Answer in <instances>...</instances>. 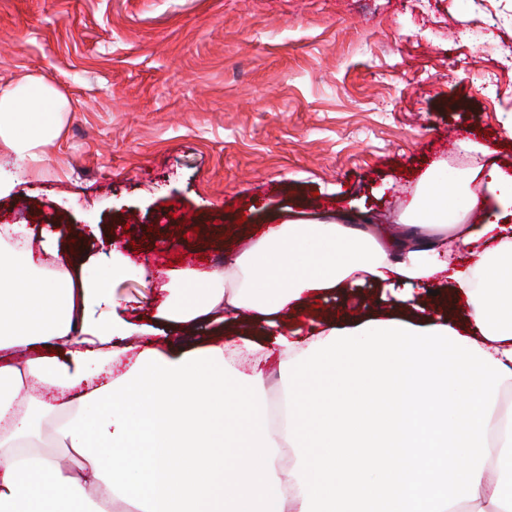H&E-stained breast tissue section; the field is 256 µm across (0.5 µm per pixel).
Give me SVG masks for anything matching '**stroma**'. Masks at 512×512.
Masks as SVG:
<instances>
[{"label": "stroma", "instance_id": "stroma-1", "mask_svg": "<svg viewBox=\"0 0 512 512\" xmlns=\"http://www.w3.org/2000/svg\"><path fill=\"white\" fill-rule=\"evenodd\" d=\"M508 49L512 0H0V85L68 101L35 158L0 150V225H70L93 278L118 249L120 312L154 323L142 261L212 267L285 212L351 203L395 232L432 163L512 172ZM339 306L414 316L368 282L290 324Z\"/></svg>", "mask_w": 512, "mask_h": 512}]
</instances>
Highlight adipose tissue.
Returning <instances> with one entry per match:
<instances>
[{"label": "adipose tissue", "instance_id": "obj_1", "mask_svg": "<svg viewBox=\"0 0 512 512\" xmlns=\"http://www.w3.org/2000/svg\"><path fill=\"white\" fill-rule=\"evenodd\" d=\"M66 105L34 76L1 85L0 147L30 158ZM400 221L388 236L349 208L290 218L228 268L167 271L162 322L274 326L195 348L117 315L83 325L88 304L117 307L109 280L0 253V512H512V173L431 165ZM365 281L438 288L448 317L289 329L307 299ZM273 358L277 428L257 401ZM44 418L69 471L35 449ZM236 336H267L273 329L265 321H259L251 317L250 313L243 311L238 323L231 326Z\"/></svg>", "mask_w": 512, "mask_h": 512}]
</instances>
